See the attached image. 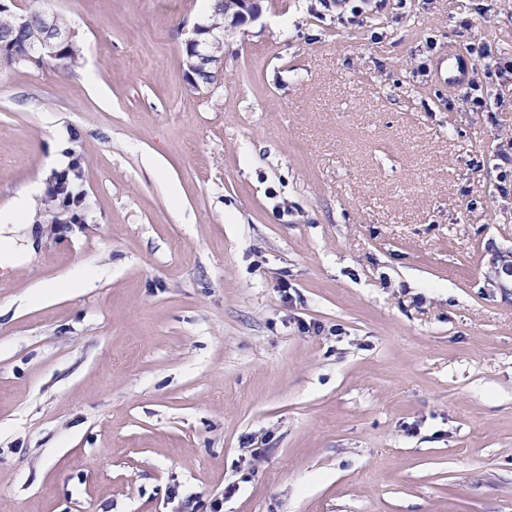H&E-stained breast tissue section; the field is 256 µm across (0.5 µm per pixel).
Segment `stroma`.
Returning a JSON list of instances; mask_svg holds the SVG:
<instances>
[{
	"instance_id": "stroma-1",
	"label": "stroma",
	"mask_w": 512,
	"mask_h": 512,
	"mask_svg": "<svg viewBox=\"0 0 512 512\" xmlns=\"http://www.w3.org/2000/svg\"><path fill=\"white\" fill-rule=\"evenodd\" d=\"M7 2L81 57L0 69V211L86 166L0 254V512H512V79L436 75L512 0H262L208 97L199 0ZM211 30L201 26L200 24H195L194 27L191 30V37L187 39V44L191 45H200L202 40L201 37L205 33H209ZM185 46V58H184V64L186 66V75L188 77V81L190 85L193 84H200L203 85L204 83H208L211 81L214 77L210 74V70L208 66L205 63L200 64L199 66H195L193 69H189L186 62L192 61L193 63H199L200 58L198 54L195 52V49L187 45ZM193 63H190V66H194ZM69 158L64 155L56 156L54 162L57 166L69 165L52 174L47 190L45 204L49 211L61 210L68 214L73 223L81 220V208L84 206L82 195L76 190L82 180L84 172V157L80 151L71 148Z\"/></svg>"
}]
</instances>
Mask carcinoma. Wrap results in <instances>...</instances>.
I'll return each instance as SVG.
<instances>
[{
  "mask_svg": "<svg viewBox=\"0 0 512 512\" xmlns=\"http://www.w3.org/2000/svg\"><path fill=\"white\" fill-rule=\"evenodd\" d=\"M47 22L59 31L70 30L67 18L59 14L48 18L43 12L36 10L20 16L12 13L9 6H0V67L25 64V57L33 54ZM79 57V44L72 38L58 47L56 61L65 66L74 65ZM184 61L196 63V67L186 69L189 84L202 85L213 79L208 66L200 62L198 54L190 45L185 46ZM68 154L69 165L52 174L46 204L51 212L54 210L66 212L75 223L81 220V208L84 206V199L76 190L83 177L84 157L74 148L70 149Z\"/></svg>",
  "mask_w": 512,
  "mask_h": 512,
  "instance_id": "cac0c4a2",
  "label": "carcinoma"
}]
</instances>
